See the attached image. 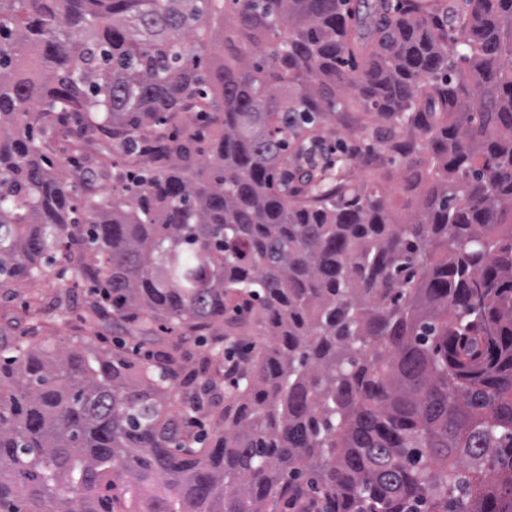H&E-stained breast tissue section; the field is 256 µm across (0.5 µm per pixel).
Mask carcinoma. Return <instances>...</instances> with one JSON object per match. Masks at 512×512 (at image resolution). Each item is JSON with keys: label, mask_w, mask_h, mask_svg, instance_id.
Masks as SVG:
<instances>
[{"label": "carcinoma", "mask_w": 512, "mask_h": 512, "mask_svg": "<svg viewBox=\"0 0 512 512\" xmlns=\"http://www.w3.org/2000/svg\"><path fill=\"white\" fill-rule=\"evenodd\" d=\"M353 2L0 0V512H512V0ZM336 127L338 129H336ZM313 135H318L322 138L324 147L326 148V152L324 153V156L327 161L333 163L335 162L334 167V173L336 174L337 167H340L343 165V161H337V159H340V154L336 153V147H339L341 150H343L345 157L350 151L351 148L355 146H359L364 149L363 142L355 143L348 139V136L344 132L343 129H341L337 124L335 125H328L325 129H317L313 133ZM345 157H342V159H345ZM386 171L389 178L385 182V188L389 197L393 200L396 207L407 202L402 193L405 169L399 163L386 164ZM49 284L46 281L43 282H32V281H21L13 286V292L15 294L11 301L5 302L0 299V314L8 313L10 317L16 319H22L24 317L23 305L26 301H29L35 294L42 292H50ZM26 327L25 321L18 327L19 330Z\"/></svg>", "instance_id": "1"}]
</instances>
